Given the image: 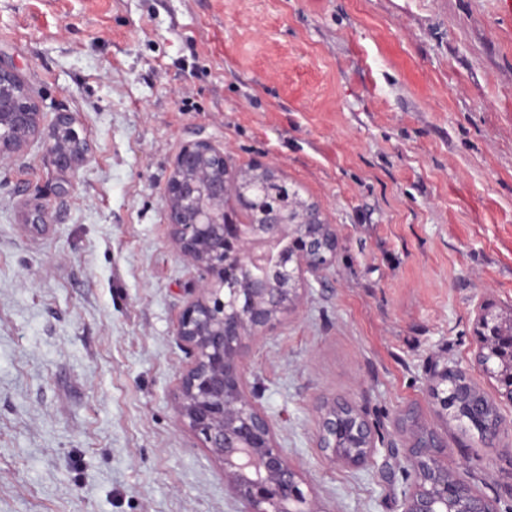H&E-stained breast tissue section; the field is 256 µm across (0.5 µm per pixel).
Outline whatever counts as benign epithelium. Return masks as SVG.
<instances>
[{
    "label": "benign epithelium",
    "instance_id": "1",
    "mask_svg": "<svg viewBox=\"0 0 512 512\" xmlns=\"http://www.w3.org/2000/svg\"><path fill=\"white\" fill-rule=\"evenodd\" d=\"M18 80L13 69L0 64L1 159L21 153L42 134L41 112L31 94L17 95L13 83ZM49 152L60 167L69 168L87 155L88 147L73 135H57ZM214 166H224V153L198 140L178 156L166 190L172 239L205 273L200 297L188 304L176 329L191 357L178 386V416L224 465L240 512H314L279 448L272 421L247 394L244 354L247 342L272 329L278 314L288 310L302 274L317 278L332 262L336 236L317 206L301 208L291 222L279 200L234 178L210 184ZM231 193L241 195L243 204L266 222L234 223L224 211V198ZM270 267L287 278L288 287H269L264 272ZM479 325L477 363L487 370L496 359L498 398L512 404V361L497 357L512 350V329L505 334L499 325H489L486 312L479 314ZM437 376L452 383L451 393L440 399L443 409L455 407L493 444L503 425L488 414L494 401L470 387L460 390L458 368L445 365ZM320 447L331 450L333 460L355 467L378 452L371 425L347 403L328 407ZM440 454L433 437L409 449L406 463L414 479L402 512H498L492 501L448 476Z\"/></svg>",
    "mask_w": 512,
    "mask_h": 512
}]
</instances>
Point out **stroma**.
Returning a JSON list of instances; mask_svg holds the SVG:
<instances>
[{"mask_svg":"<svg viewBox=\"0 0 512 512\" xmlns=\"http://www.w3.org/2000/svg\"><path fill=\"white\" fill-rule=\"evenodd\" d=\"M0 62L45 131L0 160V512H240L175 410L202 272L165 193L198 139L229 175L274 167L336 235L245 358L314 512H401L411 478L384 451L426 433L512 507V404L489 448L430 394L445 363L500 389L475 331L482 307L512 323L506 0H0ZM61 113L88 144L64 172ZM335 400L372 425L374 463L320 448Z\"/></svg>","mask_w":512,"mask_h":512,"instance_id":"1","label":"stroma"}]
</instances>
